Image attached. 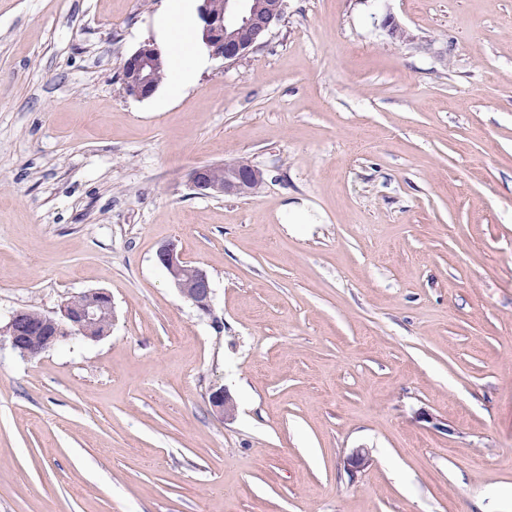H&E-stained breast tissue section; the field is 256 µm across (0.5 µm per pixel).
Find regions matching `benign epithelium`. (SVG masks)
<instances>
[{
  "instance_id": "benign-epithelium-1",
  "label": "benign epithelium",
  "mask_w": 512,
  "mask_h": 512,
  "mask_svg": "<svg viewBox=\"0 0 512 512\" xmlns=\"http://www.w3.org/2000/svg\"><path fill=\"white\" fill-rule=\"evenodd\" d=\"M283 13L284 0H267L261 7L256 6L253 0H225L224 14L217 17L210 10L209 0H201L198 15L203 45L212 57L233 63L260 47ZM383 27L396 41L412 40L409 29L390 15L385 17ZM160 60L161 51L153 42H145L136 49L123 64L125 93L142 100L153 96L159 88L156 70ZM262 183L263 173L252 165L207 164L194 168L189 174L190 187L203 196L244 197L254 193ZM156 260L184 298L199 312L205 315L212 313L210 278L204 270L183 259L175 242L161 244L156 251ZM105 317L114 318L112 297L107 292L96 291L90 304L77 308L63 304L58 311L47 314L40 327L29 324L17 310L0 328V335L6 337L14 351L33 358L57 347L71 335L99 339L92 330ZM208 401L218 417L226 421L234 419L237 404L227 390L211 392ZM371 464V452L364 447L352 449L344 460V467L353 479Z\"/></svg>"
}]
</instances>
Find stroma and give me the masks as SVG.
<instances>
[{
	"mask_svg": "<svg viewBox=\"0 0 512 512\" xmlns=\"http://www.w3.org/2000/svg\"><path fill=\"white\" fill-rule=\"evenodd\" d=\"M166 5L0 0V326L114 304L96 341L0 337V512H512V0H285L235 64L127 96ZM238 158L253 194L190 190ZM156 260L162 266L180 294L189 300L199 312L212 313L213 289L207 273L187 263L175 242L161 244L156 251ZM92 293L95 298L88 305L85 304L90 301V297L81 293L65 301L77 308L62 304L57 312L49 314L34 306L20 308L31 323H39L47 315L45 322L41 327L32 326L17 310L11 313L6 325L0 328V335L6 337L14 351L29 358L57 347L71 335L79 334L90 340H98L103 336L92 333V330L105 317H109L112 325L114 310L109 293ZM209 404L216 415L224 421L234 419L237 412V404L226 389L212 391L208 398ZM372 464V456L369 448H355L346 456L344 467L351 478H356Z\"/></svg>",
	"mask_w": 512,
	"mask_h": 512,
	"instance_id": "35a3bbf8",
	"label": "stroma"
}]
</instances>
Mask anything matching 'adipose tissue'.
I'll use <instances>...</instances> for the list:
<instances>
[{
  "instance_id": "ef3b65f1",
  "label": "adipose tissue",
  "mask_w": 512,
  "mask_h": 512,
  "mask_svg": "<svg viewBox=\"0 0 512 512\" xmlns=\"http://www.w3.org/2000/svg\"><path fill=\"white\" fill-rule=\"evenodd\" d=\"M194 22L193 0H168L165 12L157 20L159 40L172 46L168 82V95L172 98L191 85L209 63L205 50L195 39Z\"/></svg>"
}]
</instances>
